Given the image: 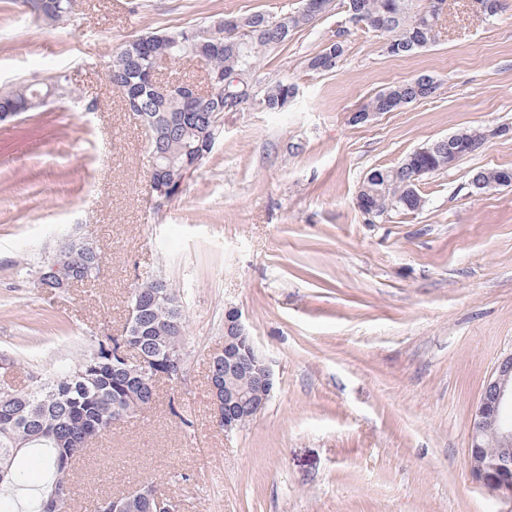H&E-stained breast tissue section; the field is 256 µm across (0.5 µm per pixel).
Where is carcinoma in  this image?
Wrapping results in <instances>:
<instances>
[{"mask_svg": "<svg viewBox=\"0 0 512 512\" xmlns=\"http://www.w3.org/2000/svg\"><path fill=\"white\" fill-rule=\"evenodd\" d=\"M361 7L369 19L383 22L386 29L381 36L392 41L396 50L393 56H409L431 46L441 36L440 18L427 11L415 9L414 0H360ZM271 14L261 11L239 16L241 26L251 30V46L237 42V38L221 35L215 29L209 35H199L198 28H184L164 34H152L138 38L139 45L128 41L115 52L108 66V80L122 97H128V85L141 86L143 95L138 103L148 121L161 134L163 165L170 169L168 175L194 161L196 155L206 158L213 150L221 134L214 125L222 109L213 108L198 114V124L213 132L193 141L195 150L186 148V139L177 131L169 129L168 119L184 108L178 89L164 95H155L147 87L148 77L155 70V57L166 55L175 63L198 55L206 60L207 72L229 77L238 74L246 84L231 87L236 92L233 102L244 108L257 105L269 112L286 110L284 101L295 85L286 81L269 83L257 88L252 83L262 55L269 49L288 41L293 31L308 25L293 13L283 19L287 31L280 33L271 27ZM339 58L344 52L343 44L325 47L306 60L308 70L316 73L330 71L326 66L328 52ZM36 92L33 86H10L0 88V113L16 107L22 112L37 109L27 104ZM431 97L423 85L414 79L388 87L377 94L365 106L366 112H391L401 100L411 102ZM454 136L468 144L470 152L480 149L485 141L484 129L464 128ZM427 152L412 151L397 165L375 168L362 182L364 192L360 195L358 208L371 212L414 213L423 207V198L413 175L418 168L448 169V141L440 139L424 145ZM512 181V168H495L478 171L471 177L470 187L477 191L484 182ZM63 258L68 268L80 277L79 283L97 278L101 266V254L93 244L80 239H66L59 244L51 260ZM165 294L169 301L152 302L156 293ZM144 299L142 328L137 336L130 337L129 344L147 358L163 360L167 353L181 349L184 326L179 291L166 280L146 277L136 288L131 304L137 298ZM108 336L97 342L93 350L77 365H64L53 377L34 380L27 390L0 391V488L23 487L28 470L24 457L37 451L41 454L50 480L40 496L33 499L28 512H62L65 505L52 506L55 487L70 489L72 462L87 450L94 440L112 431V426L149 408L154 389L151 375H144L133 362L124 363L112 356V341ZM157 490L145 486L139 495L125 497V512H151L155 508L154 495Z\"/></svg>", "mask_w": 512, "mask_h": 512, "instance_id": "carcinoma-1", "label": "carcinoma"}]
</instances>
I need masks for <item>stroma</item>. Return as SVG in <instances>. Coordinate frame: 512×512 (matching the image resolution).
Wrapping results in <instances>:
<instances>
[{
	"instance_id": "1",
	"label": "stroma",
	"mask_w": 512,
	"mask_h": 512,
	"mask_svg": "<svg viewBox=\"0 0 512 512\" xmlns=\"http://www.w3.org/2000/svg\"><path fill=\"white\" fill-rule=\"evenodd\" d=\"M300 0H74L68 23L0 0V82L66 76L56 99L0 122V387H27L97 338L120 336L131 294L156 275L180 291L182 381L116 423L72 475L69 512L146 482L181 512H506L467 465L471 421L498 360L512 353V186L470 189L512 168V137L487 141L422 181L412 214L369 223L356 194L372 169L463 128L512 126V0L488 21L454 0L434 45L389 55L354 29L335 68L307 58L333 37L332 10L266 51L256 85L298 87L285 112L247 107L182 192L155 208L144 128L106 78L117 48L227 15L297 11ZM427 74L433 97L364 124L352 113ZM93 243L95 281L41 288L59 239ZM237 308L274 375L265 408L225 433L208 358ZM178 400L192 427L169 411ZM505 179L507 181H512V168H495L484 171H478L471 177L470 187L473 192H478L477 187L479 184L489 182L487 185L484 186L483 189L488 190L500 186L498 182L491 181H499Z\"/></svg>"
}]
</instances>
